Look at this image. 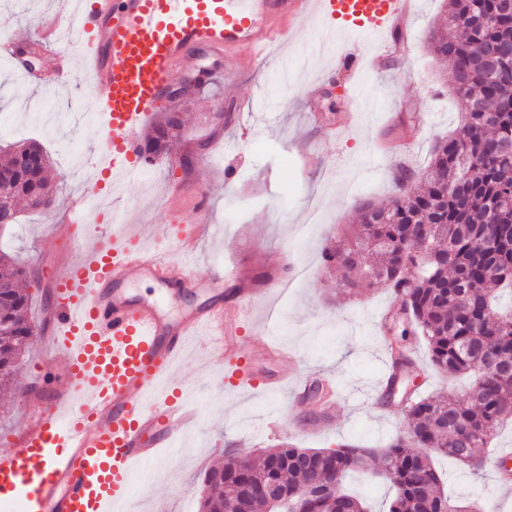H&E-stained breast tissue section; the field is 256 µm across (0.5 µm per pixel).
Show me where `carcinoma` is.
<instances>
[{
  "label": "carcinoma",
  "instance_id": "cac0c4a2",
  "mask_svg": "<svg viewBox=\"0 0 512 512\" xmlns=\"http://www.w3.org/2000/svg\"><path fill=\"white\" fill-rule=\"evenodd\" d=\"M446 19L428 43L452 73L451 93L463 109L459 131L438 141L424 169L422 193L403 190L384 207L356 205L358 223L324 250L341 274L342 297L383 284L398 295L405 317L400 336L418 334L430 360L450 377L468 375L458 399L436 395L409 400L411 426L381 450L358 445L300 448L282 444L255 463L236 455L206 473L198 512H264L260 489L272 484L288 499L309 493V512H366L356 496L331 500L324 482L341 489L346 477L380 462L393 488L389 512H469L441 489L434 456L473 469L476 452L489 447L493 430L512 422V308L494 303L496 291L512 290V14L500 0H444ZM192 94L164 109L140 145L152 165L170 155L184 135L173 113ZM50 160L36 142L15 143L0 158V225L18 221L17 204L49 209L56 195L46 176ZM406 273L391 278L398 265ZM39 272L10 258L0 260V387H16L17 365L36 326L22 285ZM493 353L496 362L488 360Z\"/></svg>",
  "mask_w": 512,
  "mask_h": 512
}]
</instances>
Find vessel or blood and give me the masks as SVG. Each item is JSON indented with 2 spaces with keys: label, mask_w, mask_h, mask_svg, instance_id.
I'll return each mask as SVG.
<instances>
[{
  "label": "vessel or blood",
  "mask_w": 512,
  "mask_h": 512,
  "mask_svg": "<svg viewBox=\"0 0 512 512\" xmlns=\"http://www.w3.org/2000/svg\"><path fill=\"white\" fill-rule=\"evenodd\" d=\"M410 0H92L71 13L80 54L56 50L59 75L84 74L106 118L96 146L101 174L141 171L138 129L163 88L200 44L234 53L243 70L264 66V51L302 16L328 29L386 35ZM164 251L145 248L134 224H105L79 263L51 270L56 299L45 342L61 355L64 380L50 393L17 447L0 451V505L11 512H112L126 501L129 473L174 447L195 417L181 365L201 353L199 372L235 364L236 383H254L228 319L245 321L248 303L212 305L179 319L152 302L129 299L127 284L148 276L197 287L188 249L194 224H165ZM160 436L146 442L153 429Z\"/></svg>",
  "instance_id": "vessel-or-blood-1"
}]
</instances>
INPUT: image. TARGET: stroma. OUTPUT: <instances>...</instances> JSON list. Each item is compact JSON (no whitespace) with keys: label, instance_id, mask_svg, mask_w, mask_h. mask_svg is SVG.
Listing matches in <instances>:
<instances>
[{"label":"stroma","instance_id":"obj_1","mask_svg":"<svg viewBox=\"0 0 512 512\" xmlns=\"http://www.w3.org/2000/svg\"><path fill=\"white\" fill-rule=\"evenodd\" d=\"M67 0H0V32L18 44L32 41L42 17L64 11ZM443 0H413L403 30L389 41L369 34H331L312 17L301 18L275 48L264 70L237 72L233 54L198 47L185 70L209 68L215 95L198 99L185 113V136L171 159L144 167L140 178L120 189L99 187L103 198L126 204L131 224H190L197 214L190 197L181 212L169 214V185L191 183L211 198L205 233L192 245L201 279L237 268L243 283L264 272L275 281L292 279L294 267L308 263V277L288 293L255 291L251 315L238 338L255 378L271 376L267 344L298 354L299 369L310 380L335 375L341 397L326 414L311 398L293 400L287 388L237 390L228 369L201 376L197 362L182 373L199 408L200 419L183 434L178 450H161L148 463L152 477L131 486L141 512H182L196 506L204 475L220 465L226 449L258 457L263 448L291 442L306 448L364 443L385 447L409 428L403 405L378 396L386 353L377 328L391 301L387 288L373 285L350 302L342 301L336 272L328 271L321 251L356 220L354 204L367 199L385 204L396 195L398 166L426 167L437 140L455 131L460 109L450 93L451 78L427 48L438 24ZM360 70L350 76V60ZM42 86L28 85L25 73L0 61V148L33 139L49 154V177L57 208L40 214L21 210L18 223L0 230V251L38 267L49 278L54 253L64 246L59 235L72 199L87 187L70 166L79 152L94 164V147L103 116L79 81L63 84L51 62H44ZM372 103V113L349 128L336 123L351 92ZM224 102V122L213 121ZM321 199L325 221L306 237L311 197ZM421 373L411 385L418 392L458 398L463 380L436 371L421 337L407 336ZM59 357L47 356L40 338H32L20 358L18 380L33 386L29 397L0 390V450L11 448L33 419L38 401L57 380ZM444 489L456 502L512 512V493L495 489L493 473L470 476L448 459L436 462Z\"/></svg>","mask_w":512,"mask_h":512}]
</instances>
